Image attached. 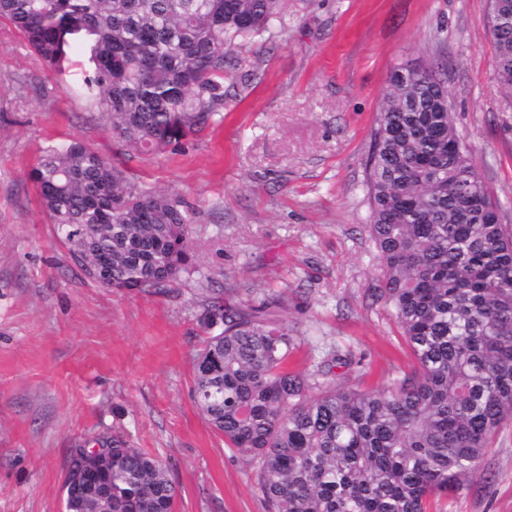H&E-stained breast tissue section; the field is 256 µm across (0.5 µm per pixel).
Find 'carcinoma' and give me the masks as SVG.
Listing matches in <instances>:
<instances>
[{
	"label": "carcinoma",
	"instance_id": "carcinoma-1",
	"mask_svg": "<svg viewBox=\"0 0 512 512\" xmlns=\"http://www.w3.org/2000/svg\"><path fill=\"white\" fill-rule=\"evenodd\" d=\"M492 65L512 106V0H491ZM50 71L88 57L78 92L126 146L159 154L224 107L259 65L247 44L288 29L283 0H0ZM56 239L80 267L110 258L112 289L146 293L195 267V212L138 185L80 140L47 148L32 170ZM369 233L382 269L377 298L415 367L371 391L310 384L288 369L294 337L274 315L220 300L205 308L194 402L224 443L252 455L272 512H430L464 488L512 417V233L502 224L453 115L443 78L393 69L366 164ZM103 472L108 496L64 495L65 512H174L168 468L112 438V460L73 448L63 487Z\"/></svg>",
	"mask_w": 512,
	"mask_h": 512
}]
</instances>
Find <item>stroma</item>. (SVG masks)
<instances>
[{
    "instance_id": "stroma-1",
    "label": "stroma",
    "mask_w": 512,
    "mask_h": 512,
    "mask_svg": "<svg viewBox=\"0 0 512 512\" xmlns=\"http://www.w3.org/2000/svg\"><path fill=\"white\" fill-rule=\"evenodd\" d=\"M288 32L257 42L258 78L228 74L220 116L159 155L128 151L62 76L0 23V512H64L71 449L122 436L169 469L176 512H269L250 454L199 413L193 363L214 297L273 311L316 375L333 352L345 387L410 373V349L373 295L365 164L390 72L434 59L455 121L512 228V112L492 68L489 0H285ZM78 139L133 181L200 212L196 268L155 294L101 287L75 266L29 178L45 148ZM443 512H512V419Z\"/></svg>"
}]
</instances>
